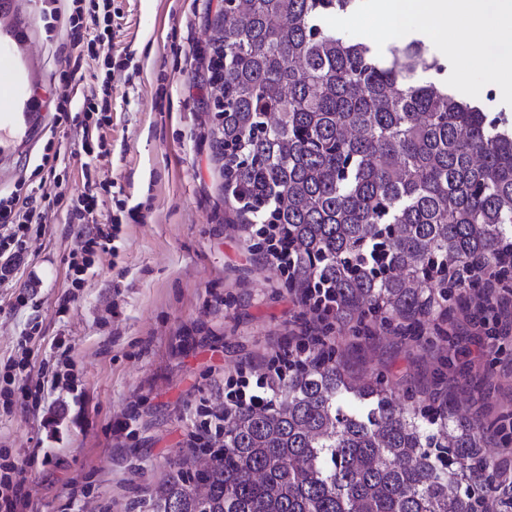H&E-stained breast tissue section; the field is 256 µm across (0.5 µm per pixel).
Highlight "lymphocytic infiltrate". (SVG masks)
<instances>
[{"label":"lymphocytic infiltrate","mask_w":512,"mask_h":512,"mask_svg":"<svg viewBox=\"0 0 512 512\" xmlns=\"http://www.w3.org/2000/svg\"><path fill=\"white\" fill-rule=\"evenodd\" d=\"M70 12L66 23L73 36L71 49L78 59L96 58L98 48L109 40L111 32L112 0H70ZM71 155L67 151L54 149L44 154L43 164L48 165L53 177L54 193L40 195L18 193L0 195V283L16 278L24 270L29 257L31 242L42 228V215L47 207H62L66 210L69 223H80L79 242L71 252L68 264L75 277L71 291L65 292L58 307L67 311L75 299L74 291L83 287L86 276L93 264L94 256L111 250L115 226L111 223L92 224L88 218L97 209L93 194L68 195L62 175L69 167ZM32 331H21L17 339L18 357L8 360L0 368V404L12 408L15 396H22L28 407L42 413L43 425L57 423L60 415L80 419L81 413L69 401H61L59 407L43 408V393L46 384L57 383L59 366H70L71 346L64 338L53 340L55 351L54 368H40L38 381H31L33 370L28 344ZM23 462L17 457H0V512H27L32 503L31 491L27 485Z\"/></svg>","instance_id":"obj_1"}]
</instances>
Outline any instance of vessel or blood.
Returning <instances> with one entry per match:
<instances>
[{
    "label": "vessel or blood",
    "instance_id": "obj_1",
    "mask_svg": "<svg viewBox=\"0 0 512 512\" xmlns=\"http://www.w3.org/2000/svg\"><path fill=\"white\" fill-rule=\"evenodd\" d=\"M0 69L15 74V92L0 102V142L11 147L27 144L34 128L43 121V113L33 111L29 86L34 79L25 60L18 54L11 31L0 32Z\"/></svg>",
    "mask_w": 512,
    "mask_h": 512
}]
</instances>
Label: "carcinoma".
I'll return each mask as SVG.
<instances>
[{"mask_svg": "<svg viewBox=\"0 0 512 512\" xmlns=\"http://www.w3.org/2000/svg\"><path fill=\"white\" fill-rule=\"evenodd\" d=\"M359 0H224L208 83L224 204L277 239L293 294L335 328L423 350L482 271L512 270V115L465 100L412 38L380 53L324 18ZM224 404L145 512H512V411L472 416L317 336Z\"/></svg>", "mask_w": 512, "mask_h": 512, "instance_id": "cac0c4a2", "label": "carcinoma"}]
</instances>
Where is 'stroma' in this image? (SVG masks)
I'll return each instance as SVG.
<instances>
[{"label": "stroma", "mask_w": 512, "mask_h": 512, "mask_svg": "<svg viewBox=\"0 0 512 512\" xmlns=\"http://www.w3.org/2000/svg\"><path fill=\"white\" fill-rule=\"evenodd\" d=\"M220 5L112 0V40L83 63L72 90L80 100L112 77L111 123L100 131L93 161L111 184L87 181L76 159L67 179L69 194L97 195L98 216L121 218L115 248L96 257L93 276L67 314H58L78 227L51 210L30 262L43 282L35 304L16 305L21 281L0 284V359L13 352L24 325L37 322L33 366L51 359L54 338L69 340L74 367L59 391L85 401L83 420L63 426L56 446L44 443L37 414L0 410V449L25 458L39 447L50 457L25 472L37 512H86V503L70 498L76 486L89 489L99 512H140L137 499L192 445L225 393L318 327L280 273L265 271L258 236L232 227L224 206L207 70L209 22ZM44 7L43 0H18L12 21L34 41L38 109L50 113L71 33L67 0H58L55 18ZM81 137V127L45 121L28 147L0 154V192L35 182L49 144L70 148ZM135 207L143 215L138 223L128 217ZM475 317L468 311L451 327L447 368L434 351L412 350L390 335L364 341L342 334L337 343L353 369L372 365L425 388L440 375L448 389L497 412L512 407V352L494 366H468L463 351Z\"/></svg>", "instance_id": "35a3bbf8"}]
</instances>
